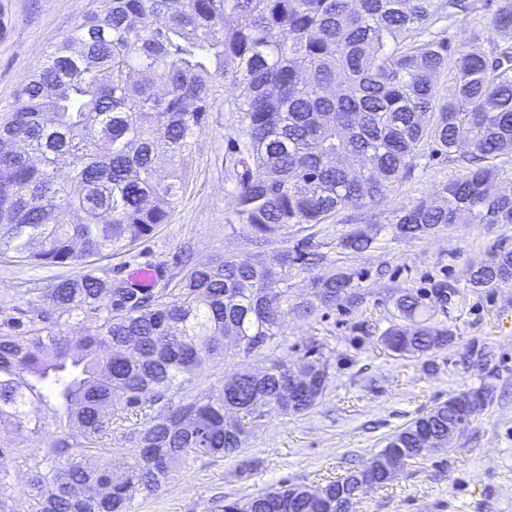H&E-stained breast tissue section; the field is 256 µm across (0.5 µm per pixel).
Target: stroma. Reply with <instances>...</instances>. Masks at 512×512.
<instances>
[{
	"instance_id": "35a3bbf8",
	"label": "stroma",
	"mask_w": 512,
	"mask_h": 512,
	"mask_svg": "<svg viewBox=\"0 0 512 512\" xmlns=\"http://www.w3.org/2000/svg\"><path fill=\"white\" fill-rule=\"evenodd\" d=\"M86 6V0H0V107L13 100L47 47L72 29ZM233 122L232 113H214L197 141L189 188L170 223L132 254L101 259L110 275L125 277L146 265L173 273L172 258L188 242L200 262L270 260L271 250L254 248L231 224L234 203L224 191L216 153L222 132ZM457 174L451 162L431 160L359 213L345 211L313 227L337 269L359 274L362 296L350 310L336 308L308 320L283 318L289 360L312 344L329 354L324 397L303 415L263 417L236 456L198 459L158 495L136 499L132 512H218L224 501L282 481L326 484L361 467L385 438L449 395L479 387L481 375L471 365L475 348L491 356L495 401L446 448L411 461L386 486L362 492L358 512H512V281L490 290L465 282L472 261L489 259L498 245L512 244V224H452L435 237L403 241L393 239L384 223L394 210L437 200L439 189ZM354 222L375 238L361 254L340 245ZM50 276L48 269L0 258V301L19 300L28 281ZM439 281L457 289L447 313L434 315L453 329L454 344L422 359L395 355L380 340L394 319L395 298ZM267 365L263 353L227 356L188 376L182 394L204 396L234 371L260 372Z\"/></svg>"
}]
</instances>
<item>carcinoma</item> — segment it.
<instances>
[{"instance_id":"obj_1","label":"carcinoma","mask_w":512,"mask_h":512,"mask_svg":"<svg viewBox=\"0 0 512 512\" xmlns=\"http://www.w3.org/2000/svg\"><path fill=\"white\" fill-rule=\"evenodd\" d=\"M485 6L492 29L512 39V0ZM479 9L478 0H96L48 47L0 112V258L78 272L0 310V424L32 436L48 420L57 429L39 457L0 436V512H131L198 458L239 453L252 423L304 414L325 394V348L288 364L282 317L311 319L361 296L312 238L261 265L201 263L188 246L177 276L158 268L148 288L97 265L170 222L214 113H235L218 161L232 223L257 248L367 207L436 156L460 176L443 185L442 203L394 211V238L512 224V189L496 188L512 180V43L481 50V30L468 42L450 34ZM373 242L355 227L341 246L362 253ZM319 265L310 291L295 294L293 271ZM506 280V246L468 270L474 288ZM453 292L401 294L385 346L413 358L447 349L454 333L430 308ZM261 351L263 373L235 372L174 402L183 376ZM290 372L305 381L293 404L283 393ZM490 377L387 437L321 497L283 482L222 512H357L358 481L385 486L395 464L444 447L450 428L465 433L493 398ZM120 429L126 448L112 447Z\"/></svg>"}]
</instances>
